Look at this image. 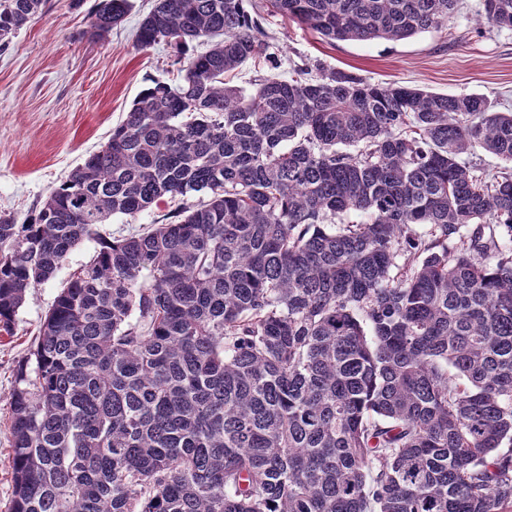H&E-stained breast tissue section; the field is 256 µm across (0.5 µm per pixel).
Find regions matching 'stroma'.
Returning a JSON list of instances; mask_svg holds the SVG:
<instances>
[{
	"label": "stroma",
	"mask_w": 512,
	"mask_h": 512,
	"mask_svg": "<svg viewBox=\"0 0 512 512\" xmlns=\"http://www.w3.org/2000/svg\"><path fill=\"white\" fill-rule=\"evenodd\" d=\"M98 0H47L0 48V215L24 221L84 158L100 149L140 93L157 82L182 78L174 46L147 48L136 41L155 0H131L122 22L101 41L88 37ZM252 0L268 36L271 61L249 62L226 74L229 85L249 87L276 74L310 78L320 68L364 80L430 91L487 97L512 109V32L477 21V0H463L447 26L399 41H331L304 25L266 12ZM174 201L163 200L137 217H111L98 236L83 240L55 275L29 289L15 333L0 336V512L12 490L7 404L19 363L29 358L44 317L58 292L99 248L100 238L167 223Z\"/></svg>",
	"instance_id": "35a3bbf8"
}]
</instances>
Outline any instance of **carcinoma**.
<instances>
[{
  "mask_svg": "<svg viewBox=\"0 0 512 512\" xmlns=\"http://www.w3.org/2000/svg\"><path fill=\"white\" fill-rule=\"evenodd\" d=\"M249 0H155L147 47L216 37L145 89L22 223L0 215V335L60 290L11 394V512H512V111L269 57ZM329 40L441 28L459 0H265ZM44 0H0V41ZM512 32V0H478ZM130 0H98L89 37ZM176 205L177 202L166 198L135 218L125 216L111 217L106 224L98 225L99 234L104 238L112 240V237L127 235L143 227H149L151 224H165L169 221L168 216Z\"/></svg>",
  "mask_w": 512,
  "mask_h": 512,
  "instance_id": "cac0c4a2",
  "label": "carcinoma"
}]
</instances>
